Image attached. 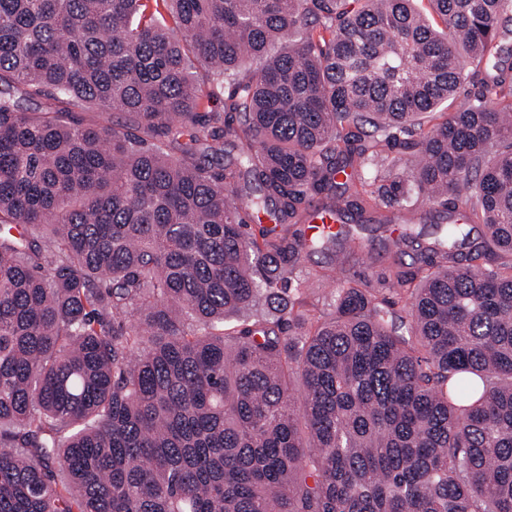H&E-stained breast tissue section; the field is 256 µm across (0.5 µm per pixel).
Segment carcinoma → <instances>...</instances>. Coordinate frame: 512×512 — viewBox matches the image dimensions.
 <instances>
[{
  "label": "carcinoma",
  "instance_id": "carcinoma-1",
  "mask_svg": "<svg viewBox=\"0 0 512 512\" xmlns=\"http://www.w3.org/2000/svg\"><path fill=\"white\" fill-rule=\"evenodd\" d=\"M419 2L0 0V512H512V0ZM420 199L407 317L288 295Z\"/></svg>",
  "mask_w": 512,
  "mask_h": 512
}]
</instances>
